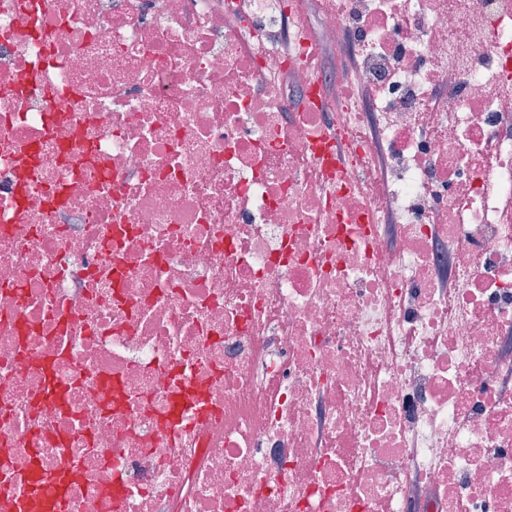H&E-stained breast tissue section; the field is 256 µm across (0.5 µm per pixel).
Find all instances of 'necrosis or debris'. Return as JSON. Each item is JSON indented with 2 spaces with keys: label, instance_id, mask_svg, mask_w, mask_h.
<instances>
[{
  "label": "necrosis or debris",
  "instance_id": "necrosis-or-debris-1",
  "mask_svg": "<svg viewBox=\"0 0 512 512\" xmlns=\"http://www.w3.org/2000/svg\"><path fill=\"white\" fill-rule=\"evenodd\" d=\"M58 485L512 512V0H0V512Z\"/></svg>",
  "mask_w": 512,
  "mask_h": 512
}]
</instances>
